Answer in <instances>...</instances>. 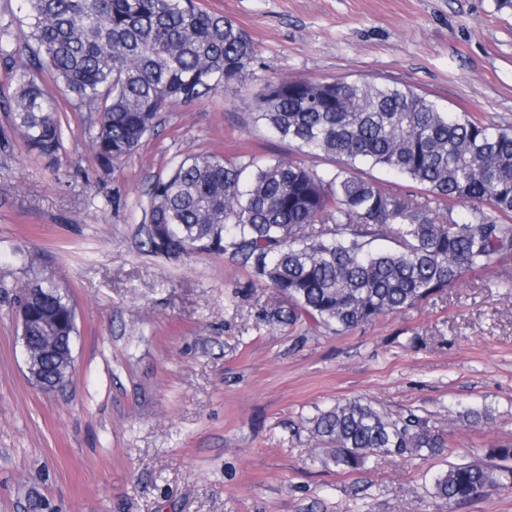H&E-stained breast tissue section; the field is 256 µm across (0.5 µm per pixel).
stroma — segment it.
<instances>
[{
	"instance_id": "stroma-1",
	"label": "stroma",
	"mask_w": 512,
	"mask_h": 512,
	"mask_svg": "<svg viewBox=\"0 0 512 512\" xmlns=\"http://www.w3.org/2000/svg\"><path fill=\"white\" fill-rule=\"evenodd\" d=\"M202 3L248 33L259 64L232 95L169 104L125 160L103 164L96 113L71 105L57 161L37 157L0 105V512H512V461L489 454L512 444V289L498 285L512 257L344 333L273 329L275 289L227 254L151 253L144 228L152 184L186 156L302 159L253 121L271 79L389 80L512 125V0ZM49 276L77 334L67 381L45 393L16 298ZM354 397L423 416L449 451L324 465L311 421ZM472 460L499 485L431 496L434 474Z\"/></svg>"
}]
</instances>
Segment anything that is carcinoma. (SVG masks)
<instances>
[{
  "label": "carcinoma",
  "mask_w": 512,
  "mask_h": 512,
  "mask_svg": "<svg viewBox=\"0 0 512 512\" xmlns=\"http://www.w3.org/2000/svg\"><path fill=\"white\" fill-rule=\"evenodd\" d=\"M32 66L15 71L7 103L30 152L53 160L63 141L55 89L99 114L94 147L108 164L130 156L169 104L233 93L257 61L247 34L198 0H25ZM10 26L0 58L16 63ZM46 72L48 86L33 71ZM254 122L310 157L318 171L254 154L183 159L149 191L146 236L230 254L287 302L272 326L309 323L346 332L414 307L469 273L512 256V126L449 112L410 87L376 81H267ZM402 175L418 202L364 168ZM472 207L457 221L451 205ZM378 240L392 246L381 249ZM35 322L70 324L74 307L56 292ZM329 461L354 469L370 456L442 453L448 442L409 411L393 418L360 398L313 420ZM497 474L479 461L432 479L446 503L480 498Z\"/></svg>",
  "instance_id": "cac0c4a2"
}]
</instances>
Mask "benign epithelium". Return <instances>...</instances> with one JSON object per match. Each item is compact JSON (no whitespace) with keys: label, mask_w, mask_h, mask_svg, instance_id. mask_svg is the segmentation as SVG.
I'll return each instance as SVG.
<instances>
[{"label":"benign epithelium","mask_w":512,"mask_h":512,"mask_svg":"<svg viewBox=\"0 0 512 512\" xmlns=\"http://www.w3.org/2000/svg\"><path fill=\"white\" fill-rule=\"evenodd\" d=\"M21 324L20 340L26 355L27 371L33 383L44 391H52L63 383L54 368L58 355H72L74 337L69 331L53 322L42 325V336L34 338L28 335L32 323L31 312L22 307L18 309Z\"/></svg>","instance_id":"7a95c632"}]
</instances>
